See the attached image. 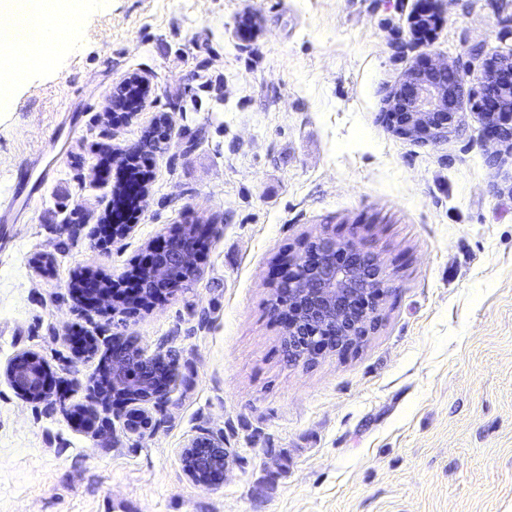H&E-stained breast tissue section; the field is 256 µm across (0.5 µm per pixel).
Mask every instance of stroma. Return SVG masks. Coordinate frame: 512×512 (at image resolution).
Returning <instances> with one entry per match:
<instances>
[{"instance_id": "35a3bbf8", "label": "stroma", "mask_w": 512, "mask_h": 512, "mask_svg": "<svg viewBox=\"0 0 512 512\" xmlns=\"http://www.w3.org/2000/svg\"><path fill=\"white\" fill-rule=\"evenodd\" d=\"M418 2L101 0L73 18L78 41L0 108V200L63 113L78 127L0 246V512H512V146L474 104L487 61L512 59V0H431L424 43ZM437 63L464 79L458 130L392 132L389 94ZM133 75L151 93L125 112ZM163 116L132 231L96 245L101 149L120 158ZM195 218L212 234L190 287L116 314L74 298L76 273L123 281ZM321 235L378 254L388 282L369 336L294 363L269 302ZM75 325L94 354L70 346ZM125 336L177 351L164 397L76 425ZM26 352L62 392L35 403L10 386ZM201 436L230 454L209 486L182 462Z\"/></svg>"}]
</instances>
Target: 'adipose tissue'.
Masks as SVG:
<instances>
[{"mask_svg":"<svg viewBox=\"0 0 512 512\" xmlns=\"http://www.w3.org/2000/svg\"><path fill=\"white\" fill-rule=\"evenodd\" d=\"M96 7V0H0L1 106L30 70L53 64L68 49V42L54 39L47 15L85 14Z\"/></svg>","mask_w":512,"mask_h":512,"instance_id":"1","label":"adipose tissue"}]
</instances>
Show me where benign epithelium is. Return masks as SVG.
<instances>
[{
	"mask_svg": "<svg viewBox=\"0 0 512 512\" xmlns=\"http://www.w3.org/2000/svg\"><path fill=\"white\" fill-rule=\"evenodd\" d=\"M438 66L413 71L408 80L394 94L399 112H390L393 128L401 135L422 141L435 142L459 127L455 105L463 90L462 79L446 87L432 84ZM495 132L502 139H512V113L489 112ZM386 280V267L378 254L356 247L350 241L333 236H319L313 249L296 259L289 268L288 312L298 318L285 326L283 341L295 344L314 355L326 347L330 338H336V347L352 345L365 336L375 325L376 316L372 300L379 295ZM44 365L37 358L15 359L7 378L14 389L26 396L42 393ZM151 376L123 356L112 355V390L126 397L144 401L156 395L150 388ZM218 470L211 476H201L192 467L188 474L197 482L215 484L224 476L228 456L223 443Z\"/></svg>",
	"mask_w": 512,
	"mask_h": 512,
	"instance_id": "7a95c632",
	"label": "benign epithelium"
}]
</instances>
